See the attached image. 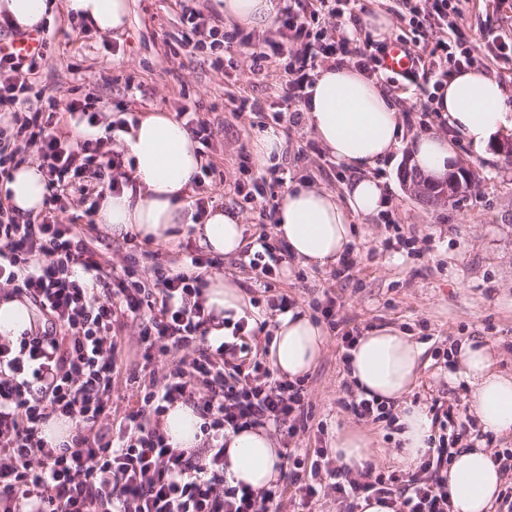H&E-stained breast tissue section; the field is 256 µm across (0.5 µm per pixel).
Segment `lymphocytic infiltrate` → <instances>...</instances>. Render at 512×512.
Wrapping results in <instances>:
<instances>
[{
  "mask_svg": "<svg viewBox=\"0 0 512 512\" xmlns=\"http://www.w3.org/2000/svg\"><path fill=\"white\" fill-rule=\"evenodd\" d=\"M184 27L179 48L210 44L224 54L249 58L254 68L283 62L285 109L265 113L260 104L236 112V119L270 118L273 124L299 123L311 101L312 74L320 63L343 67L353 62L367 79L386 76V38H373L359 26L364 0H276L277 41H255L240 31L206 26L189 0H178ZM467 0H400L401 18L411 37L414 61L405 81L433 66L437 90L458 73L483 67L473 41L456 22ZM43 56L0 55V182L10 180L29 149H36L46 175L44 207L20 215L9 196H0V288L33 298L44 317L40 328L24 331L16 343L0 342V512H276L283 492L232 486L224 473V436L244 427L288 428L305 424L304 389L277 377L254 354L251 343L266 333L275 316L293 308L282 295L267 303L260 318L225 322L221 342L209 336L215 316L204 304L210 259L186 251L176 273L138 274L140 244L129 236L123 265L103 260L86 241L105 192L132 186L122 155L103 148L99 138L77 139L63 119L87 128L99 122L90 98L53 97L34 89L32 75ZM248 181L229 189L259 203L261 222L240 249V266L273 280L286 258L271 244L268 224L278 203L248 160L239 163ZM83 204L84 224L58 220L72 203ZM139 323L142 369L129 373L140 395L135 407L113 416L119 333L126 320ZM176 356L165 373L153 368L156 354ZM192 407L204 423L200 447L172 448L163 420L175 403ZM70 424L66 440L48 445L43 428L51 418ZM447 438H439L425 461L429 478H403L373 469L351 472L333 465L326 449L282 451L287 485L299 512H317L320 498L341 500L357 512L360 499L387 498L395 512H448Z\"/></svg>",
  "mask_w": 512,
  "mask_h": 512,
  "instance_id": "1",
  "label": "lymphocytic infiltrate"
}]
</instances>
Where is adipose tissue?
Masks as SVG:
<instances>
[{
    "label": "adipose tissue",
    "mask_w": 512,
    "mask_h": 512,
    "mask_svg": "<svg viewBox=\"0 0 512 512\" xmlns=\"http://www.w3.org/2000/svg\"><path fill=\"white\" fill-rule=\"evenodd\" d=\"M54 0H0V15L14 26L32 30L49 21ZM66 13L82 14L104 33L122 29L129 12L128 0H65ZM440 110L476 153H483L497 136L512 129V107L502 86L478 70L455 76L440 99ZM309 128L337 162L359 171L346 189L347 204L324 189L305 182L289 186L281 200L274 234L292 259L305 266L324 267L336 262L353 242L351 213L379 210L380 186L366 171L390 155L402 133L400 115L373 81L355 68L323 69L316 78ZM132 160L135 190L105 194L98 222L115 239L134 233L154 243H166L178 225L193 223L182 196L199 172L202 159L185 126L166 112L144 115L124 136ZM457 163L448 139L424 136L416 140L410 164L425 176L439 180ZM17 212L36 213L46 193L45 176L37 165L19 166L8 184ZM198 245L215 256H232L241 247L243 227L231 210L208 211L196 224ZM205 302L216 316L233 311L242 316L248 300L241 288L223 274L208 278ZM35 317L27 299L0 298V340L13 341L29 329ZM326 345L322 327L300 312L278 320L268 359L279 374L293 380L316 365ZM422 348L410 333L392 324L367 330L351 351L348 376L366 397L398 407L396 459L417 465L430 446L432 423L427 410L409 402L419 377ZM459 375L470 392L476 423L483 431L512 435V375L499 372L495 352L477 341L462 342L458 349ZM202 418L192 408L174 404L164 419V431L173 447H198L203 439ZM226 475L231 485L259 491L280 475L281 458L276 442L263 428H245L225 437ZM507 480L487 448H463L448 465L450 512H491Z\"/></svg>",
    "instance_id": "ef3b65f1"
}]
</instances>
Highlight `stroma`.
<instances>
[{
	"mask_svg": "<svg viewBox=\"0 0 512 512\" xmlns=\"http://www.w3.org/2000/svg\"><path fill=\"white\" fill-rule=\"evenodd\" d=\"M486 27L512 31V0H476L461 28L474 35ZM182 29L175 0H129L126 24L116 34L81 30L78 22L59 14L48 28L47 57L36 84L57 96L73 88L78 96L93 97L108 122L123 112L138 116L153 111L194 112L196 119L209 124L211 151L223 159L224 178L231 183L240 176L238 155H251L260 133L232 114L244 99L261 101L266 111H275L283 94L284 71L270 64L258 76L242 60L223 74L215 71L216 54L207 48L173 55L172 46ZM431 90L432 83L423 74L405 88H385L397 111L409 116L391 158L370 172L389 198L393 222L384 224L375 214L353 215L351 256L356 266L350 274L338 273L333 264L305 267L289 259L286 273L267 291L240 268L238 256L214 257L213 269L263 305L285 294L308 314L313 302L332 297L337 320L348 326L362 331L378 324L405 328L423 349L413 400L457 408L466 432L456 440V447L485 442L493 449L512 448L511 435L490 437L477 427L469 389L458 376L456 362L437 357L438 352L479 338L496 352L499 368L512 372V158L497 152L484 158L460 143L457 165L469 174V190L455 202L430 206L411 196L401 180L410 144L418 136L443 131L435 117L420 110L421 100ZM314 140L307 123L289 127L273 166L284 172L288 182L304 180L344 196L356 171L336 162L321 145L307 159H300L299 149ZM250 165L253 172L263 174L273 167L255 159ZM397 225L413 241V250L385 246ZM304 391L310 411L307 427L293 436L280 429L274 434L278 444L330 449L339 432L357 429L371 440L373 467L402 471L394 456V429L356 418L346 407L355 388L334 332H327L326 349L306 375Z\"/></svg>",
	"mask_w": 512,
	"mask_h": 512,
	"instance_id": "obj_1",
	"label": "stroma"
}]
</instances>
